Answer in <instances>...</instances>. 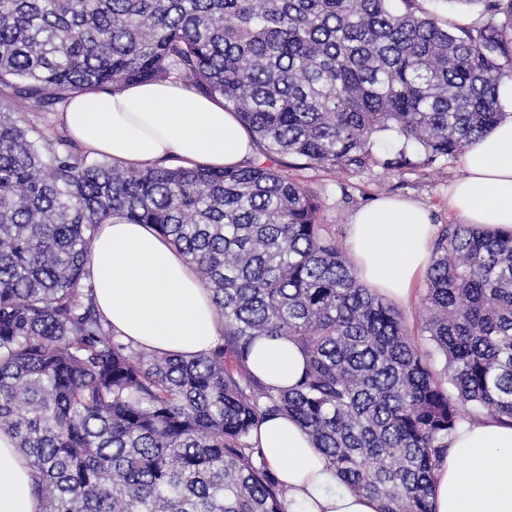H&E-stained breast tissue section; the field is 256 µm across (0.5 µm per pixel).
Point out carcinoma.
<instances>
[{
	"label": "carcinoma",
	"mask_w": 512,
	"mask_h": 512,
	"mask_svg": "<svg viewBox=\"0 0 512 512\" xmlns=\"http://www.w3.org/2000/svg\"><path fill=\"white\" fill-rule=\"evenodd\" d=\"M392 2L0 0V431L40 512H287L252 438L277 415L380 512H434L457 425L512 421V233L435 240L419 330L438 373L285 173L368 169L384 132L433 165L498 123L512 0H459L490 20L458 32ZM164 80L223 100L256 157L124 168L16 117ZM114 214L194 266L224 327L208 354L146 352L100 314L86 265ZM261 337L302 350L293 388L249 370Z\"/></svg>",
	"instance_id": "1"
}]
</instances>
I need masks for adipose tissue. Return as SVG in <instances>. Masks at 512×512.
<instances>
[{
  "instance_id": "adipose-tissue-1",
  "label": "adipose tissue",
  "mask_w": 512,
  "mask_h": 512,
  "mask_svg": "<svg viewBox=\"0 0 512 512\" xmlns=\"http://www.w3.org/2000/svg\"><path fill=\"white\" fill-rule=\"evenodd\" d=\"M504 116L464 155L465 174L448 190L463 223L512 232V82L500 87ZM60 119L70 137L112 163L156 161L221 168L253 152L249 133L223 100L178 82L142 83L117 92L72 94ZM433 234L422 204L381 198L348 227L359 279L405 300L425 270ZM95 301L113 330L149 351L192 357L212 350L222 327L209 292L184 255L147 224L121 216L100 224L87 266ZM304 367L297 346L261 339L249 370L274 388L292 386ZM266 464L288 489V512H379L376 499L349 490L290 418L267 419L254 434ZM31 471L0 432V512H40ZM434 512H512V426L488 418L461 422L434 476Z\"/></svg>"
}]
</instances>
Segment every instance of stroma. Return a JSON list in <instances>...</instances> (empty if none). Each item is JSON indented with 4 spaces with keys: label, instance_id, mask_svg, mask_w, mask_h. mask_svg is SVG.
<instances>
[{
    "label": "stroma",
    "instance_id": "1",
    "mask_svg": "<svg viewBox=\"0 0 512 512\" xmlns=\"http://www.w3.org/2000/svg\"><path fill=\"white\" fill-rule=\"evenodd\" d=\"M404 150L411 164L402 169H387L383 159ZM380 162L361 172L341 169L291 170L290 175L306 186L320 203V217L341 249H348L347 228L351 215L382 196L414 199L427 207L435 229L454 221L448 213V187L464 174L462 159L439 161L427 166L417 145L401 146L392 141L389 149L379 150Z\"/></svg>",
    "mask_w": 512,
    "mask_h": 512
}]
</instances>
